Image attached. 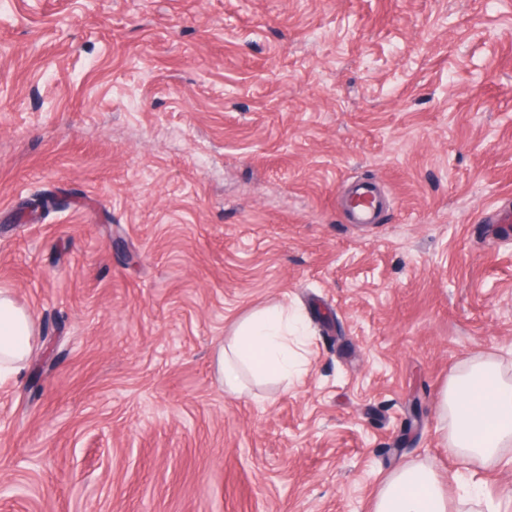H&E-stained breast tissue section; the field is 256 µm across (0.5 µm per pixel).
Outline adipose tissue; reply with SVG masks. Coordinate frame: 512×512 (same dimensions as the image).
I'll return each instance as SVG.
<instances>
[{
	"instance_id": "adipose-tissue-1",
	"label": "adipose tissue",
	"mask_w": 512,
	"mask_h": 512,
	"mask_svg": "<svg viewBox=\"0 0 512 512\" xmlns=\"http://www.w3.org/2000/svg\"><path fill=\"white\" fill-rule=\"evenodd\" d=\"M287 307L274 304L239 318L216 355L217 369L226 392L238 393L240 371L281 377L298 374L299 363L289 331L300 328ZM35 340L34 324L14 296L0 290V374L19 373ZM441 417L452 420L449 442L466 461L499 459L512 446V382L498 365L478 358L450 375L440 399ZM374 512H449L448 497L435 469L407 463L384 483Z\"/></svg>"
}]
</instances>
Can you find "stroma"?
Wrapping results in <instances>:
<instances>
[{
  "mask_svg": "<svg viewBox=\"0 0 512 512\" xmlns=\"http://www.w3.org/2000/svg\"><path fill=\"white\" fill-rule=\"evenodd\" d=\"M510 205L512 0H0V289L37 336L0 512H373L408 462L512 512L438 411L475 358L512 378ZM284 301L301 377L226 395L234 320ZM350 198L353 201L349 210L354 215L358 223H371L375 214V197L372 190L367 188H356L352 191Z\"/></svg>",
  "mask_w": 512,
  "mask_h": 512,
  "instance_id": "stroma-1",
  "label": "stroma"
}]
</instances>
